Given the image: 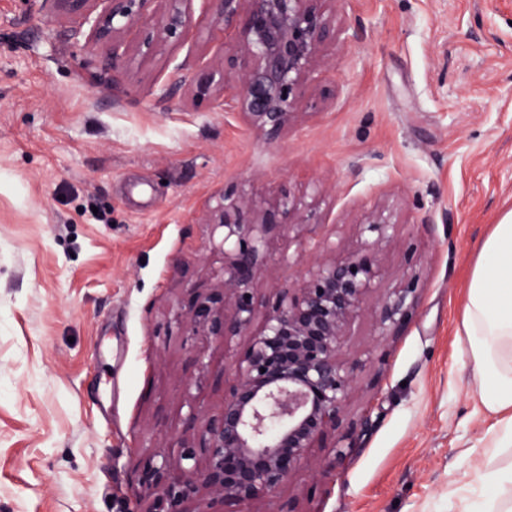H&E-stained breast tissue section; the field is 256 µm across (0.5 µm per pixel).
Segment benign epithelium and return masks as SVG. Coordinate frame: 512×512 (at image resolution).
Returning <instances> with one entry per match:
<instances>
[{"instance_id": "7a95c632", "label": "benign epithelium", "mask_w": 512, "mask_h": 512, "mask_svg": "<svg viewBox=\"0 0 512 512\" xmlns=\"http://www.w3.org/2000/svg\"><path fill=\"white\" fill-rule=\"evenodd\" d=\"M77 15L75 38L112 43V62L131 52L151 57L185 30L190 0H51ZM217 21L235 37L217 62L224 111L266 143L286 134L333 68L326 50L344 29L338 0H218ZM312 209L283 189L261 201L235 189L207 206L213 251L223 265L214 284L180 315L193 332L224 341L234 369L222 407L196 426V441L177 455L156 454L147 483L159 490L150 512H247L272 500L298 475L317 448L342 453V413L355 390L361 357H344L354 324L367 321L377 336H395L412 316L415 280L405 275L375 303L369 297L386 276L381 254L391 242V211L371 206L351 236L307 246L310 262L294 288L272 285L276 303L259 315L258 289L267 236L276 225L309 224Z\"/></svg>"}]
</instances>
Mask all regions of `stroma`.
I'll list each match as a JSON object with an SVG mask.
<instances>
[{"label": "stroma", "instance_id": "35a3bbf8", "mask_svg": "<svg viewBox=\"0 0 512 512\" xmlns=\"http://www.w3.org/2000/svg\"><path fill=\"white\" fill-rule=\"evenodd\" d=\"M336 17L325 102L265 145L196 91L225 41L202 0L155 56L118 62L50 0H0V512H142L149 459L222 405L224 343L177 315L222 265L202 217L227 188L318 201L316 223L273 229L263 301L372 205L398 215L376 294L417 276L399 335L352 329L348 353L372 357L352 448L316 449L275 512H472L480 475L512 463L457 342L470 266L512 214V0H338Z\"/></svg>", "mask_w": 512, "mask_h": 512}]
</instances>
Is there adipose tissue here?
Returning a JSON list of instances; mask_svg holds the SVG:
<instances>
[{"mask_svg": "<svg viewBox=\"0 0 512 512\" xmlns=\"http://www.w3.org/2000/svg\"><path fill=\"white\" fill-rule=\"evenodd\" d=\"M458 341L485 409L512 413V216L494 226L474 262Z\"/></svg>", "mask_w": 512, "mask_h": 512, "instance_id": "adipose-tissue-1", "label": "adipose tissue"}]
</instances>
